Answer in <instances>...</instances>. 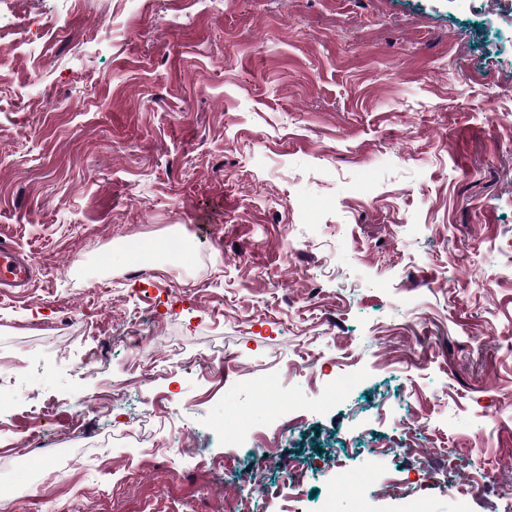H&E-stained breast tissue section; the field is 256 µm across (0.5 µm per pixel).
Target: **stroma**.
Instances as JSON below:
<instances>
[{"label": "stroma", "mask_w": 512, "mask_h": 512, "mask_svg": "<svg viewBox=\"0 0 512 512\" xmlns=\"http://www.w3.org/2000/svg\"><path fill=\"white\" fill-rule=\"evenodd\" d=\"M0 26V238L36 273L0 295L5 512H357L340 470L368 512H512V0H0Z\"/></svg>", "instance_id": "obj_1"}]
</instances>
